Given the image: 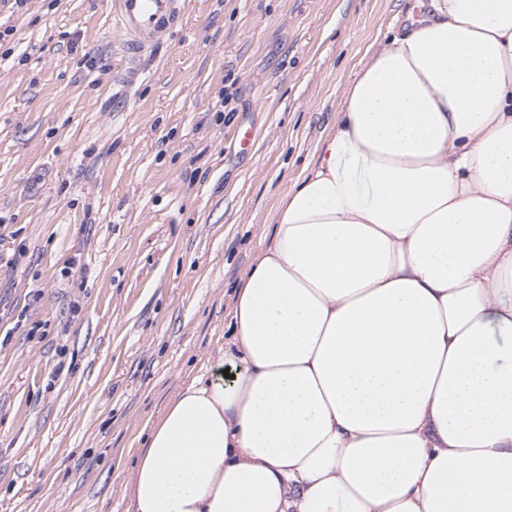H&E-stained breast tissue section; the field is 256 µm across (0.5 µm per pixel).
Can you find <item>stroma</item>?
<instances>
[{"label": "stroma", "instance_id": "1", "mask_svg": "<svg viewBox=\"0 0 512 512\" xmlns=\"http://www.w3.org/2000/svg\"><path fill=\"white\" fill-rule=\"evenodd\" d=\"M185 2L127 89L109 0H0V512H126L146 435L230 339L280 194L408 8Z\"/></svg>", "mask_w": 512, "mask_h": 512}]
</instances>
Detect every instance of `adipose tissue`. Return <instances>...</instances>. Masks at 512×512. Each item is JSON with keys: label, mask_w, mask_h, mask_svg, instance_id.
Here are the masks:
<instances>
[{"label": "adipose tissue", "mask_w": 512, "mask_h": 512, "mask_svg": "<svg viewBox=\"0 0 512 512\" xmlns=\"http://www.w3.org/2000/svg\"><path fill=\"white\" fill-rule=\"evenodd\" d=\"M127 512H512V0L375 40Z\"/></svg>", "instance_id": "1"}]
</instances>
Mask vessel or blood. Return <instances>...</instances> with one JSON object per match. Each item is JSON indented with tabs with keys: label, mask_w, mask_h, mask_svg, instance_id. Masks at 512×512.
<instances>
[{
	"label": "vessel or blood",
	"mask_w": 512,
	"mask_h": 512,
	"mask_svg": "<svg viewBox=\"0 0 512 512\" xmlns=\"http://www.w3.org/2000/svg\"><path fill=\"white\" fill-rule=\"evenodd\" d=\"M182 21V0H112V25L121 36L123 84L134 85L144 62Z\"/></svg>",
	"instance_id": "1"
}]
</instances>
